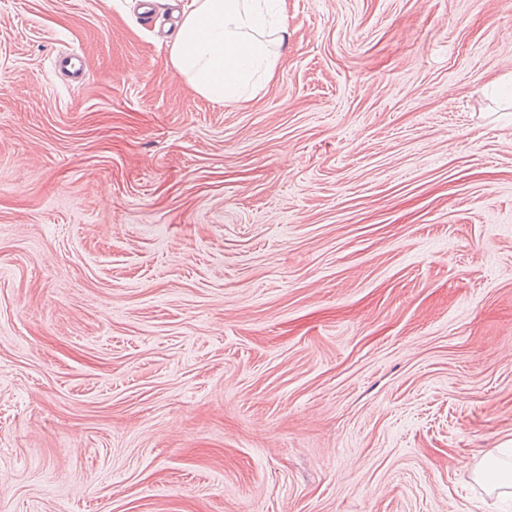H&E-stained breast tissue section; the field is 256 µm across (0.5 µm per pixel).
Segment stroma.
I'll use <instances>...</instances> for the list:
<instances>
[{"label": "stroma", "instance_id": "35a3bbf8", "mask_svg": "<svg viewBox=\"0 0 512 512\" xmlns=\"http://www.w3.org/2000/svg\"><path fill=\"white\" fill-rule=\"evenodd\" d=\"M172 11L0 0V512H512V0ZM271 0H189L169 46L172 65L215 102L241 99L242 86L262 70L274 77L267 43L253 35L271 23ZM478 481L491 489H512V462L502 464L495 460L483 459L476 467Z\"/></svg>", "mask_w": 512, "mask_h": 512}]
</instances>
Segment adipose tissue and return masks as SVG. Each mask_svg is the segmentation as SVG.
Returning a JSON list of instances; mask_svg holds the SVG:
<instances>
[{"mask_svg":"<svg viewBox=\"0 0 512 512\" xmlns=\"http://www.w3.org/2000/svg\"><path fill=\"white\" fill-rule=\"evenodd\" d=\"M268 0H189L169 46L172 65L220 103L241 98L254 74L274 76L267 43L256 32L270 18Z\"/></svg>","mask_w":512,"mask_h":512,"instance_id":"ef3b65f1","label":"adipose tissue"}]
</instances>
